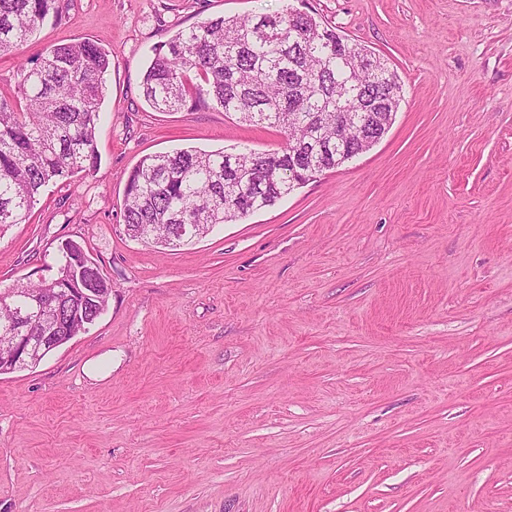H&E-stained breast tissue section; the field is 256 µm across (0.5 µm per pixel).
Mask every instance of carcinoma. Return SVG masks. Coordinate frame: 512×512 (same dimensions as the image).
Here are the masks:
<instances>
[{
    "label": "carcinoma",
    "instance_id": "obj_1",
    "mask_svg": "<svg viewBox=\"0 0 512 512\" xmlns=\"http://www.w3.org/2000/svg\"><path fill=\"white\" fill-rule=\"evenodd\" d=\"M61 0H0V56L17 53ZM328 25L297 8L253 16H219L178 31L154 49L143 76V95L160 112L213 103L240 119L281 129L294 138L264 153L265 167L228 169L233 154L179 149L143 158L129 174L123 221L128 235L145 244L177 246L190 237L176 225L195 224L194 237L216 224L237 221L273 206L294 187L332 171L372 147L370 139L390 129L401 101L395 72L370 49L349 48L374 60L379 75L349 69L336 43L324 38ZM112 67L107 51L90 41L59 44L21 69V79L0 95V235L22 224L50 183L91 172L98 164L100 109ZM386 98L378 125L367 124L336 139L325 150L316 120L345 114L363 98ZM65 274L30 285L44 295L69 285L98 289L96 308L105 311L109 278L83 247L62 244L55 259ZM26 303L0 290V336L4 311Z\"/></svg>",
    "mask_w": 512,
    "mask_h": 512
}]
</instances>
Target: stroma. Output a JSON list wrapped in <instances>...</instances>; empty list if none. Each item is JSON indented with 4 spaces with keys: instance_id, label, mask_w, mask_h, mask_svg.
<instances>
[{
    "instance_id": "1",
    "label": "stroma",
    "mask_w": 512,
    "mask_h": 512,
    "mask_svg": "<svg viewBox=\"0 0 512 512\" xmlns=\"http://www.w3.org/2000/svg\"><path fill=\"white\" fill-rule=\"evenodd\" d=\"M402 86L369 151L180 247L123 224L127 178L177 148L280 149L216 106L158 112L153 49L284 2ZM0 58L109 52L96 170L0 235V289L72 240L112 296L0 374V512H512V0H63Z\"/></svg>"
}]
</instances>
